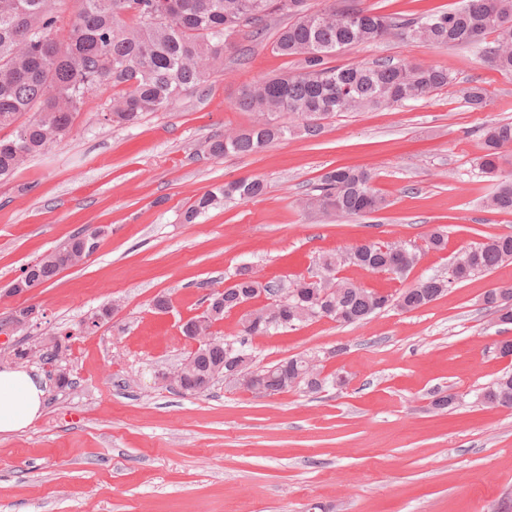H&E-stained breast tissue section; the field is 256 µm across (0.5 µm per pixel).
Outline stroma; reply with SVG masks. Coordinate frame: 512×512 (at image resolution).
<instances>
[{
    "mask_svg": "<svg viewBox=\"0 0 512 512\" xmlns=\"http://www.w3.org/2000/svg\"><path fill=\"white\" fill-rule=\"evenodd\" d=\"M448 67L451 86L428 97L343 112L314 138L292 136L250 155L204 152L214 134L245 128L242 87L296 71L270 40L225 57L200 88L137 125L103 118L109 93L90 98L71 133L0 181V316L35 306L29 326L0 342V369L15 347L63 342L70 386L47 381L42 415L0 437V512H512V408L476 393L512 358V337L481 296L512 281V263L456 284L426 307H388L366 320L327 319L250 339L253 365L318 357L348 383L271 397L221 379L200 396L163 383L190 350L180 318L240 268L288 284L317 273L316 260L365 242L420 248L397 279L348 265L343 277L398 293L447 276L453 257L484 234L512 233V215L487 209L492 189L478 169L485 126L512 121V76L479 46L433 49L390 38L350 48L339 65L380 59ZM477 84L487 106L470 111L458 88ZM371 171L386 209L352 217L301 211L297 202L333 169ZM249 176L262 196L234 200L185 223L194 199ZM106 226L95 254L35 294L8 288L24 266L76 232ZM435 231L445 249L427 250ZM168 296L170 315L152 308ZM101 327L86 324L102 310ZM457 394L438 409L434 398Z\"/></svg>",
    "mask_w": 512,
    "mask_h": 512,
    "instance_id": "1",
    "label": "stroma"
}]
</instances>
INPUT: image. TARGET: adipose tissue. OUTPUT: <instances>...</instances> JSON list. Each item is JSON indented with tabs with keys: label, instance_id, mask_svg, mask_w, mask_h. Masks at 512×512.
<instances>
[{
	"label": "adipose tissue",
	"instance_id": "adipose-tissue-1",
	"mask_svg": "<svg viewBox=\"0 0 512 512\" xmlns=\"http://www.w3.org/2000/svg\"><path fill=\"white\" fill-rule=\"evenodd\" d=\"M45 391L40 378L20 369L0 370V436L18 432L42 413Z\"/></svg>",
	"mask_w": 512,
	"mask_h": 512
}]
</instances>
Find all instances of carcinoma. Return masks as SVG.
Masks as SVG:
<instances>
[{"mask_svg":"<svg viewBox=\"0 0 512 512\" xmlns=\"http://www.w3.org/2000/svg\"><path fill=\"white\" fill-rule=\"evenodd\" d=\"M62 0H0V126H18L11 138H0V179L12 176L28 157L60 143L70 132L73 117L90 96L112 89V105L104 113L116 126H130L149 112L162 111L185 91L201 85L206 75L224 63L227 53L236 55L235 36L260 35L269 19L286 15L272 51L293 58L298 72L264 78L244 86L238 106L254 115L252 124L234 134H216L206 141L211 157L259 152L275 140L289 136L316 137L322 120L340 112H358L422 99L454 81L452 72L439 65H414L406 60L377 61L370 65H331V58L360 45L391 37L419 41L431 47L483 46L485 56L498 70L512 75V0H460L450 11L425 15L378 14L361 0H329L352 15L350 19H322L324 10L312 11L306 0H77L79 9L66 17ZM492 41H486L488 36ZM471 110L486 106L483 87L460 89ZM295 120L280 121L282 115ZM512 146V122L489 125L482 132L481 173L493 179L486 206L512 214V172L501 168L504 151ZM259 179H237L209 190L186 209L184 220L194 222L209 210L235 198L263 195ZM387 200L373 187V175L356 167H339L325 173L315 191L299 206L325 216H359L386 207ZM83 230L55 250L22 269L15 285L46 284L65 267L86 256L84 247L98 246ZM416 252H395L390 245L364 243L346 253L326 252L318 258L320 281L299 278L288 285V298L272 307L273 317H257L243 326L241 337L224 345L239 355L247 352L252 336H265L323 317L344 325L367 319L393 304L406 311L420 309L448 292L453 285L512 262V234L485 236L460 257L448 278L428 277L401 290L397 296L368 291L336 276L349 264L371 271L393 270L406 274L416 263ZM256 280L247 268L237 273L235 284L221 296H207L221 311L220 321L241 300L255 296ZM484 308L500 322L512 324V284L487 290ZM194 373L186 386L210 375L225 364L224 350L195 357ZM307 355L284 359L255 371L257 384L282 393L296 388L316 393L309 383ZM482 403L512 408V372H505L477 394Z\"/></svg>","mask_w":512,"mask_h":512,"instance_id":"carcinoma-1","label":"carcinoma"}]
</instances>
